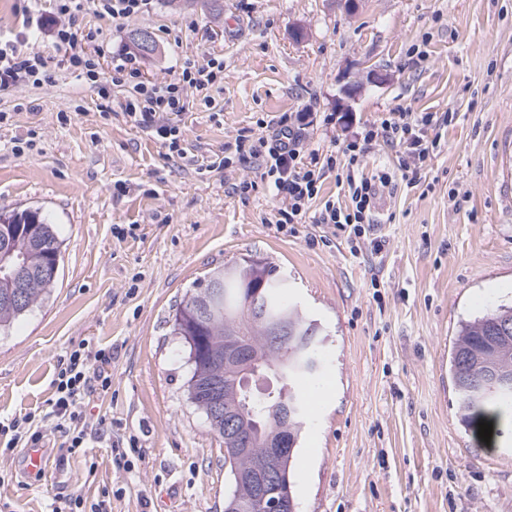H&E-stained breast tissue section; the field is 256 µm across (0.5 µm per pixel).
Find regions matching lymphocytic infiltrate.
<instances>
[{
	"label": "lymphocytic infiltrate",
	"instance_id": "1",
	"mask_svg": "<svg viewBox=\"0 0 512 512\" xmlns=\"http://www.w3.org/2000/svg\"><path fill=\"white\" fill-rule=\"evenodd\" d=\"M39 0H20L19 10L27 29L36 34L49 35L61 53V62L75 76L96 88L101 98L111 96L113 81L99 68L97 56L103 47L99 43L100 30H83L78 18L93 11L101 18L115 22L127 21L148 13L153 0H49L50 7L38 10ZM113 69L122 75L131 94L124 110L142 127L150 129L169 152H181L183 133L174 118L187 109L189 93L209 100L212 88L224 82V61L212 57L203 63L184 61L176 75L164 81L143 79L140 62L132 52L124 51L114 58ZM50 76L46 58L37 52L24 53L14 44L0 45V92L19 87H39ZM306 116L296 113L283 117L278 129L269 138L258 139L250 145L248 154L260 160L263 174L275 196L282 200L275 215L278 231L305 223L333 227L347 233L353 254H360L361 239H368L373 251H380L381 241L370 233L379 222L377 187L386 184V177L371 180L363 173L365 157L373 145L379 143L400 147L399 164L409 168L411 161L422 159L427 153L425 130L433 121L427 112H409L397 109L387 112L366 125L359 138L340 151L325 154L305 153L300 132ZM335 172L344 192L343 200L325 201L318 213L310 207L321 190L326 172ZM111 354L81 345L73 350L54 381L50 418L66 434L69 453L76 454L99 442L104 431L99 424L83 420L79 407L95 394L108 392L112 377L108 366Z\"/></svg>",
	"mask_w": 512,
	"mask_h": 512
}]
</instances>
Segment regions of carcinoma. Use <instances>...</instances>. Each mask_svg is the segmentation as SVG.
<instances>
[{
    "mask_svg": "<svg viewBox=\"0 0 512 512\" xmlns=\"http://www.w3.org/2000/svg\"><path fill=\"white\" fill-rule=\"evenodd\" d=\"M129 38L142 54H151L156 44L144 29L130 32ZM62 240L55 225L26 209L0 213V253L24 258L27 275L18 282L0 276V332L8 329L22 314L41 305L54 288L58 273L51 270L53 259L61 258ZM245 270L242 277H224V269L214 270L197 283V291L181 306L175 317L178 336L196 333L202 339L203 353L192 366L188 387L204 406L210 400L209 387L216 377H224V337H248L263 359L262 389L250 394L251 405L265 409L260 422L270 432L288 433V440L299 444L308 408L298 381L313 380L320 375L322 359L318 353L316 326L296 304L286 299L285 279L276 267L257 257L247 256L236 262ZM253 288L261 289L264 319L253 317L246 299ZM288 316L292 340L277 345L269 343V326ZM512 330V306H501L464 323L455 339L450 356V372L462 421L476 425L496 421L512 411V390L489 394V383L482 375L487 367L512 374V342L496 339L500 329ZM229 375L224 404L236 406L245 399L241 388Z\"/></svg>",
    "mask_w": 512,
    "mask_h": 512,
    "instance_id": "cac0c4a2",
    "label": "carcinoma"
}]
</instances>
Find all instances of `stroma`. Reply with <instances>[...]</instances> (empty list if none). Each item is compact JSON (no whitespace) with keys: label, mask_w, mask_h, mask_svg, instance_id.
Returning <instances> with one entry per match:
<instances>
[{"label":"stroma","mask_w":512,"mask_h":512,"mask_svg":"<svg viewBox=\"0 0 512 512\" xmlns=\"http://www.w3.org/2000/svg\"><path fill=\"white\" fill-rule=\"evenodd\" d=\"M155 0L115 24L86 12L112 55L148 30L144 79L176 59L224 60L214 101L177 119L183 154L51 60L40 87L0 94V209H39L64 241L50 299L0 334V418L41 416L53 469L29 472L0 436V512H48L54 500L109 495L110 512H224V439L189 399L176 313L214 269L257 255L288 276V296L323 329L320 392L290 468L298 512H512V423L481 441L458 411L450 353L463 322L512 306V0ZM423 45L426 59L408 50ZM386 73L374 84L371 72ZM361 84L352 123L334 120L345 85ZM109 117H102L101 106ZM403 108L434 116L407 187L397 148L374 146L364 173L387 172L373 230L380 253L352 255L320 224L277 231L280 205L238 140L270 136L308 113L305 151L342 148ZM454 112L444 124L445 112ZM68 117L60 124L58 114ZM35 135L32 154L14 142ZM223 160L210 169L212 160ZM248 194L235 192L241 182ZM112 352V389L81 407L107 438L61 456L47 420L61 360L79 344ZM95 476H88L89 465Z\"/></svg>","instance_id":"35a3bbf8"}]
</instances>
